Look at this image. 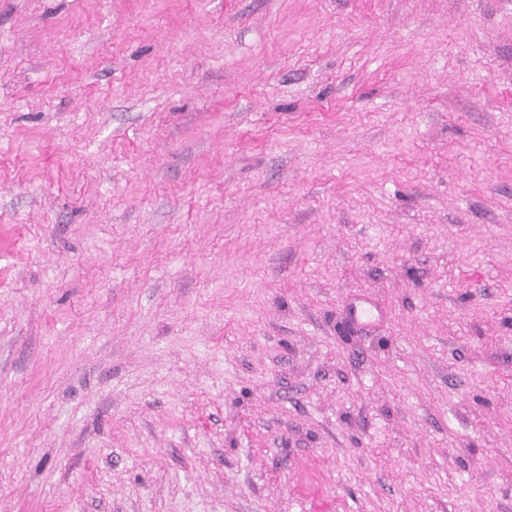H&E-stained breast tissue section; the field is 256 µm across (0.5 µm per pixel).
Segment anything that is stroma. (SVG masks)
Instances as JSON below:
<instances>
[{
  "mask_svg": "<svg viewBox=\"0 0 512 512\" xmlns=\"http://www.w3.org/2000/svg\"><path fill=\"white\" fill-rule=\"evenodd\" d=\"M0 512H512V0H0Z\"/></svg>",
  "mask_w": 512,
  "mask_h": 512,
  "instance_id": "1",
  "label": "stroma"
}]
</instances>
